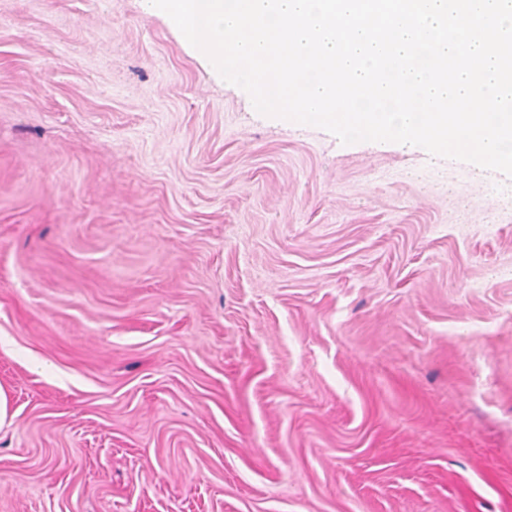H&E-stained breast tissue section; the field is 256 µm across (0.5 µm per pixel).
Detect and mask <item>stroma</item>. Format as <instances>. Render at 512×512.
Here are the masks:
<instances>
[{"label":"stroma","instance_id":"stroma-1","mask_svg":"<svg viewBox=\"0 0 512 512\" xmlns=\"http://www.w3.org/2000/svg\"><path fill=\"white\" fill-rule=\"evenodd\" d=\"M432 166L0 0V512H512V208Z\"/></svg>","mask_w":512,"mask_h":512}]
</instances>
